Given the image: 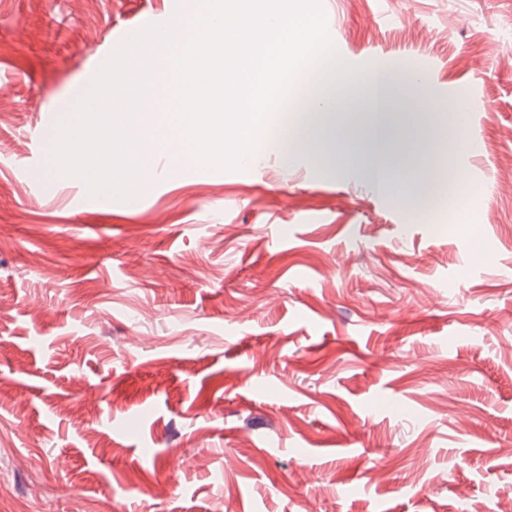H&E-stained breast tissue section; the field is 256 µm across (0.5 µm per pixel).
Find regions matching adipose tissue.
Instances as JSON below:
<instances>
[{"instance_id": "ef3b65f1", "label": "adipose tissue", "mask_w": 512, "mask_h": 512, "mask_svg": "<svg viewBox=\"0 0 512 512\" xmlns=\"http://www.w3.org/2000/svg\"><path fill=\"white\" fill-rule=\"evenodd\" d=\"M292 53H328L317 23L303 8L290 11L266 0H205L204 9L181 17L151 41L132 37L127 69L106 76L90 94L87 104L100 124L121 127V139L101 149L93 137L65 126L53 142L51 169L69 173V166L60 162L62 154L90 148L96 169H118L143 186L161 155L168 158L173 175L194 159L226 162V138L233 140L236 158L244 161L255 159L266 146L287 157L319 158L335 113L370 106L376 85L399 83L405 74L398 66L380 69L359 79L350 98L337 86L335 69H328L316 89L301 97L292 123L280 124L252 106L270 90L275 68ZM393 127L392 113L376 112L364 129L342 132L347 153L372 182L401 171L404 155L414 154L424 139L409 135L404 151L393 150Z\"/></svg>"}]
</instances>
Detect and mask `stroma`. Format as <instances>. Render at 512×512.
<instances>
[{
  "label": "stroma",
  "instance_id": "obj_1",
  "mask_svg": "<svg viewBox=\"0 0 512 512\" xmlns=\"http://www.w3.org/2000/svg\"><path fill=\"white\" fill-rule=\"evenodd\" d=\"M340 71L428 62L478 136L420 224L350 156L55 179L43 113L171 0H0V479L28 512H491L512 495V0H303ZM285 62L260 102L302 91Z\"/></svg>",
  "mask_w": 512,
  "mask_h": 512
}]
</instances>
